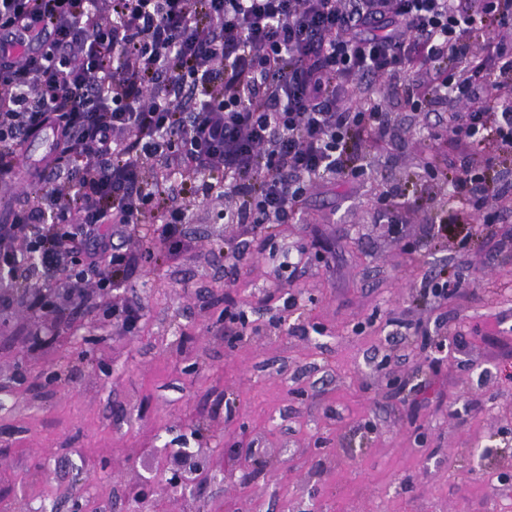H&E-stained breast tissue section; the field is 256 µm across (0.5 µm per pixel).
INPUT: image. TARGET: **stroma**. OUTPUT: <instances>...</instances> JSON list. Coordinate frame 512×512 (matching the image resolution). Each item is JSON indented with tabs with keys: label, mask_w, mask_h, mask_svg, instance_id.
I'll return each mask as SVG.
<instances>
[{
	"label": "stroma",
	"mask_w": 512,
	"mask_h": 512,
	"mask_svg": "<svg viewBox=\"0 0 512 512\" xmlns=\"http://www.w3.org/2000/svg\"><path fill=\"white\" fill-rule=\"evenodd\" d=\"M378 95L388 151L353 147L362 176L321 183L273 239L214 223L223 198L196 205L178 260L109 291L139 303L135 330L104 308L0 325V503L74 512L79 486L85 512H132L147 468L199 449L216 480L184 503L159 478L160 512H512V215L410 259L404 243L446 217L448 187L405 239L372 223L383 188L414 193L425 126L390 80ZM232 236L247 244L233 276ZM442 268L467 285L436 304L419 285ZM228 306L248 318L233 346ZM401 318L428 339L402 334ZM240 442L268 469L229 454Z\"/></svg>",
	"instance_id": "1"
}]
</instances>
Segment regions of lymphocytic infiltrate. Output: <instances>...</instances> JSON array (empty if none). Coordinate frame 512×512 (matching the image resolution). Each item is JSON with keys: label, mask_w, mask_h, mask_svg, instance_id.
<instances>
[{"label": "lymphocytic infiltrate", "mask_w": 512, "mask_h": 512, "mask_svg": "<svg viewBox=\"0 0 512 512\" xmlns=\"http://www.w3.org/2000/svg\"><path fill=\"white\" fill-rule=\"evenodd\" d=\"M0 186L46 127L55 144L26 207L0 224V311L88 308L148 244L188 249L193 204L224 196V223L273 232L317 182L351 173V145H385L381 79L435 117L457 156L421 169L449 187L433 245L512 213V0H0ZM458 108L440 111L446 100Z\"/></svg>", "instance_id": "f902f5d3"}]
</instances>
